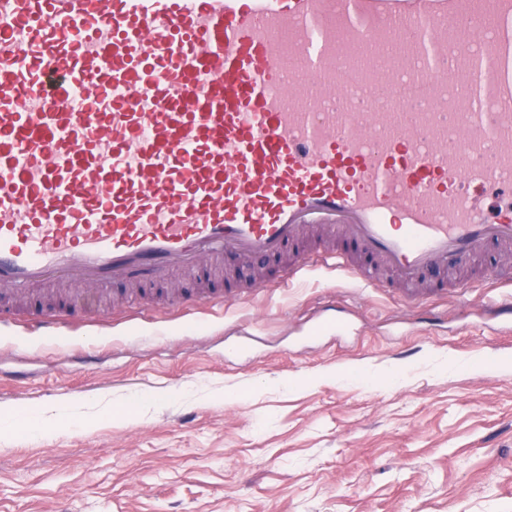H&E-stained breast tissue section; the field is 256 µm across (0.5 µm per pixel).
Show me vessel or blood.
Wrapping results in <instances>:
<instances>
[{
  "mask_svg": "<svg viewBox=\"0 0 512 512\" xmlns=\"http://www.w3.org/2000/svg\"><path fill=\"white\" fill-rule=\"evenodd\" d=\"M503 188L512 0H0V317L204 258L412 307L491 246L511 282ZM67 299V296L63 294L62 288H48L45 289L39 295L31 297L28 301H23L20 304V310L15 315L16 324L25 321L26 307L29 304H51V303H62Z\"/></svg>",
  "mask_w": 512,
  "mask_h": 512,
  "instance_id": "b4317fda",
  "label": "vessel or blood"
}]
</instances>
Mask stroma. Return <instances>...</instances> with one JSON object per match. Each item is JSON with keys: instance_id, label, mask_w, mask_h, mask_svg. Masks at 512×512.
<instances>
[{"instance_id": "stroma-1", "label": "stroma", "mask_w": 512, "mask_h": 512, "mask_svg": "<svg viewBox=\"0 0 512 512\" xmlns=\"http://www.w3.org/2000/svg\"><path fill=\"white\" fill-rule=\"evenodd\" d=\"M199 282L0 333V512H512V284L429 321L342 272L170 301ZM331 300L344 327L315 335ZM67 317L62 311L48 310L33 312L28 316L26 330L35 327L39 336L52 340L59 334V330L67 325Z\"/></svg>"}]
</instances>
